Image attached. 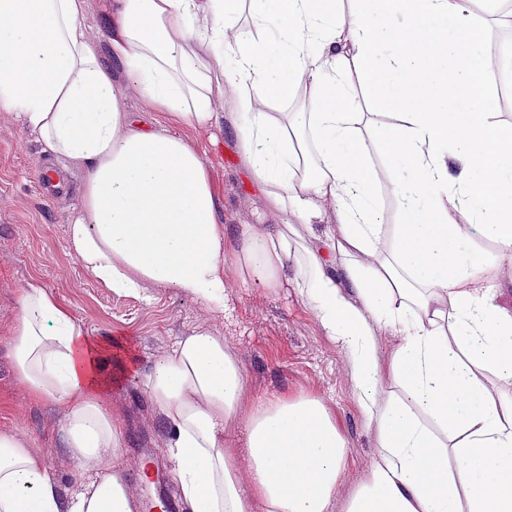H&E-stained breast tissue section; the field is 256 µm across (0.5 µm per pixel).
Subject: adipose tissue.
Returning a JSON list of instances; mask_svg holds the SVG:
<instances>
[{
  "instance_id": "ef3b65f1",
  "label": "adipose tissue",
  "mask_w": 512,
  "mask_h": 512,
  "mask_svg": "<svg viewBox=\"0 0 512 512\" xmlns=\"http://www.w3.org/2000/svg\"><path fill=\"white\" fill-rule=\"evenodd\" d=\"M476 3L109 0L105 57L84 0H0V112L83 175L71 254L108 293L172 288L208 316L145 382L185 512H333L347 455L320 399L250 396L208 324L227 310L230 266L293 289L349 356L376 451L344 512H512V310L481 281L512 267V131L493 121L485 81L494 66L512 74V49L491 61ZM116 65L167 125L124 111ZM351 65L397 118L368 140ZM298 92L306 111H281ZM219 94L245 168L287 217L276 232L220 222L183 135L217 122ZM375 152L396 224L381 220ZM326 202L332 226L319 223ZM16 299V387L60 414L71 485L0 433V512H138L95 342L38 279ZM381 328L398 339L387 398Z\"/></svg>"
}]
</instances>
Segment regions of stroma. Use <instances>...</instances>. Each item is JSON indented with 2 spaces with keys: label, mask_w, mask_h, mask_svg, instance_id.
Instances as JSON below:
<instances>
[{
  "label": "stroma",
  "mask_w": 512,
  "mask_h": 512,
  "mask_svg": "<svg viewBox=\"0 0 512 512\" xmlns=\"http://www.w3.org/2000/svg\"><path fill=\"white\" fill-rule=\"evenodd\" d=\"M215 110L217 123L189 132L188 137L210 162L222 221L274 230L285 217L271 207L244 168L223 99H216ZM46 156L43 145L22 130L13 114L0 112V339L19 312L17 288L37 277L70 308L87 336L101 344L104 371H114L117 361L135 358L136 368L118 372L113 393L126 418L123 460L130 470L150 463L165 474V481L152 477L141 483L140 493L152 499L161 491L173 493L170 469L158 446V428L151 421L153 406L145 377L203 313L197 303L171 288L156 291L149 302L97 288L70 253L65 236L67 217L81 201L82 174L55 157V164L67 171L69 191L58 199L44 198L37 191L35 174ZM226 277L227 311L212 318L213 330L238 351L251 392H302L325 402L347 445L335 493L337 504H344L365 480L374 454V435L355 399L347 353L325 335L292 289L272 293L257 285L240 287V273L232 267ZM59 419L58 412L46 405L18 399L12 357L0 342V432L22 434L32 447L53 456L61 447Z\"/></svg>",
  "instance_id": "obj_1"
}]
</instances>
